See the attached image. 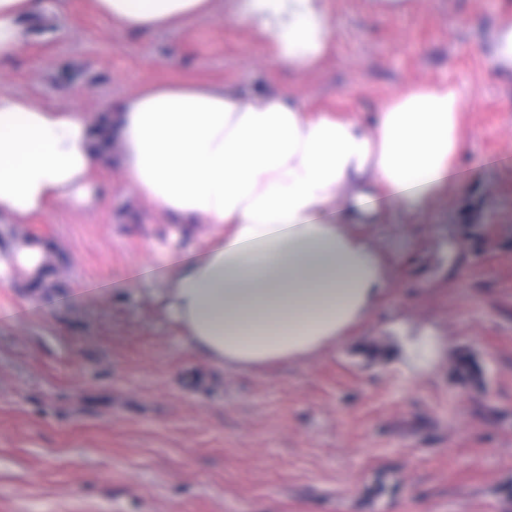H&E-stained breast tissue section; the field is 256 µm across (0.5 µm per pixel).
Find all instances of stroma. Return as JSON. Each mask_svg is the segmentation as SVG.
Returning <instances> with one entry per match:
<instances>
[{
    "label": "stroma",
    "instance_id": "35a3bbf8",
    "mask_svg": "<svg viewBox=\"0 0 512 512\" xmlns=\"http://www.w3.org/2000/svg\"><path fill=\"white\" fill-rule=\"evenodd\" d=\"M234 6L128 32L94 0H45L0 91L97 111L188 80L370 112L408 83L470 84L458 186L363 225L391 288L352 336L248 372L204 362L155 297L165 257L213 225L173 234L107 166L100 207L0 223V241L50 248L55 282H0V512H512V80L485 53L512 0H408L395 17L333 0L334 49L300 75L228 22ZM417 333L444 341L423 375L399 353Z\"/></svg>",
    "mask_w": 512,
    "mask_h": 512
}]
</instances>
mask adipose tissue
I'll use <instances>...</instances> for the list:
<instances>
[{
  "mask_svg": "<svg viewBox=\"0 0 512 512\" xmlns=\"http://www.w3.org/2000/svg\"><path fill=\"white\" fill-rule=\"evenodd\" d=\"M125 30L160 31L212 14L214 0H95ZM37 0H0V60L27 40ZM234 24L267 42L279 70L317 68L333 50L332 0H236ZM475 95L457 83L413 84L372 120L310 109L289 88L152 83L96 118L0 92V220L25 224L65 203L95 208L94 173L124 183L171 224H212L205 247L174 259L158 299L187 345L212 365L255 371L312 358L367 319L390 282L363 234L422 211L459 164L461 119ZM52 279L49 255L15 239L0 280Z\"/></svg>",
  "mask_w": 512,
  "mask_h": 512,
  "instance_id": "ef3b65f1",
  "label": "adipose tissue"
}]
</instances>
